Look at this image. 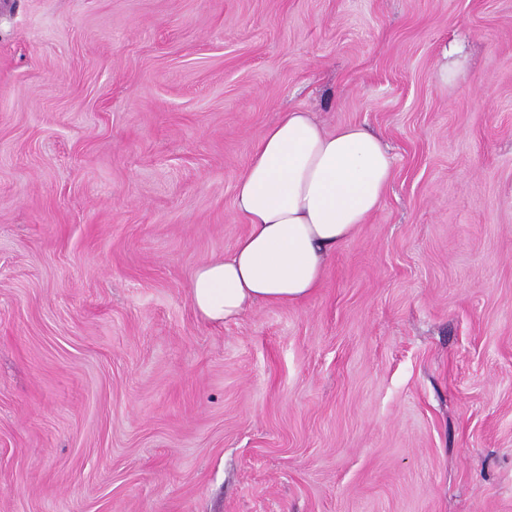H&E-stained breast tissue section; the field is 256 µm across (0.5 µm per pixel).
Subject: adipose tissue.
I'll list each match as a JSON object with an SVG mask.
<instances>
[{
    "label": "adipose tissue",
    "instance_id": "adipose-tissue-1",
    "mask_svg": "<svg viewBox=\"0 0 512 512\" xmlns=\"http://www.w3.org/2000/svg\"><path fill=\"white\" fill-rule=\"evenodd\" d=\"M392 178L387 145L364 126L327 129L308 112H285L255 142L235 185L248 233L193 274L195 312L222 325L261 303L310 297L330 257L379 210Z\"/></svg>",
    "mask_w": 512,
    "mask_h": 512
}]
</instances>
